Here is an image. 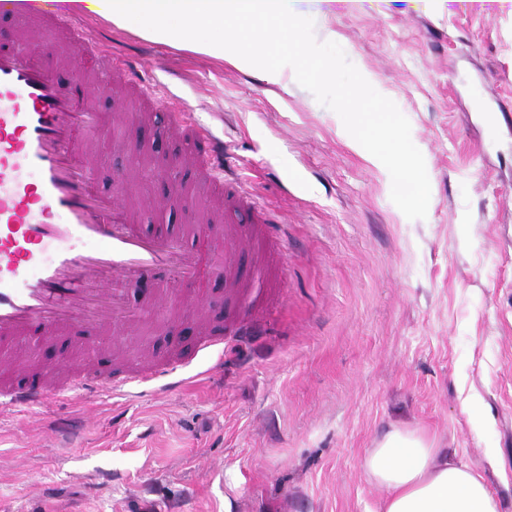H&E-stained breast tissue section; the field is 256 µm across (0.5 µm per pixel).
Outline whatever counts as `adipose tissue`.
<instances>
[{"label":"adipose tissue","mask_w":512,"mask_h":512,"mask_svg":"<svg viewBox=\"0 0 512 512\" xmlns=\"http://www.w3.org/2000/svg\"><path fill=\"white\" fill-rule=\"evenodd\" d=\"M112 25L140 23L141 34L234 66L252 62L296 24L288 0H57ZM364 468L384 489L382 512H500V502L466 465L442 459L421 436L396 429L368 453Z\"/></svg>","instance_id":"ef3b65f1"}]
</instances>
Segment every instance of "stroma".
Instances as JSON below:
<instances>
[{"label":"stroma","mask_w":512,"mask_h":512,"mask_svg":"<svg viewBox=\"0 0 512 512\" xmlns=\"http://www.w3.org/2000/svg\"><path fill=\"white\" fill-rule=\"evenodd\" d=\"M409 120L431 185L427 216L392 202L382 163L295 76L238 68L91 16L106 50L141 60L224 135L226 169L267 207L284 240L287 300L267 332L190 361L185 387L133 400L78 397L0 422V512H379L363 460L388 432L433 441L512 512V0H340L312 13ZM128 114L125 143L168 123L158 108L82 91ZM139 186L133 223L161 214L160 178L107 147L101 194ZM109 370L121 339L91 329ZM130 357L181 350L144 326Z\"/></svg>","instance_id":"35a3bbf8"}]
</instances>
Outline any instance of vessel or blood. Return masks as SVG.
<instances>
[{
    "label": "vessel or blood",
    "mask_w": 512,
    "mask_h": 512,
    "mask_svg": "<svg viewBox=\"0 0 512 512\" xmlns=\"http://www.w3.org/2000/svg\"><path fill=\"white\" fill-rule=\"evenodd\" d=\"M0 16L30 22L31 41L66 30L89 54L100 46L74 15L0 0ZM91 88L98 94L135 89L149 99L152 83L129 64L116 65ZM169 134L190 133L194 151L181 164L194 171L204 190L214 192L225 210H243L245 224L224 226L221 268L230 294L243 298L255 314L230 325L234 336H254L265 325L266 312L280 305L279 295L266 294L255 269L244 277L240 256L261 248L276 258L282 251L270 218L242 183L224 177V141L194 113H175ZM111 119L82 107L66 84L22 48H0V419L42 408L72 392L98 399L127 393L155 382L162 389L178 386L183 363L171 355L104 377L89 365L17 362L13 351L26 350L27 340L85 326L111 328L118 336L138 331L160 310L180 304L175 278H201L206 265L199 240L178 231L143 232L130 221L136 189L118 185L111 195L99 193L93 154L99 145L116 141ZM38 180H30L29 171ZM145 282L148 305L133 308L126 299L128 282Z\"/></svg>",
    "instance_id": "b4317fda"
}]
</instances>
